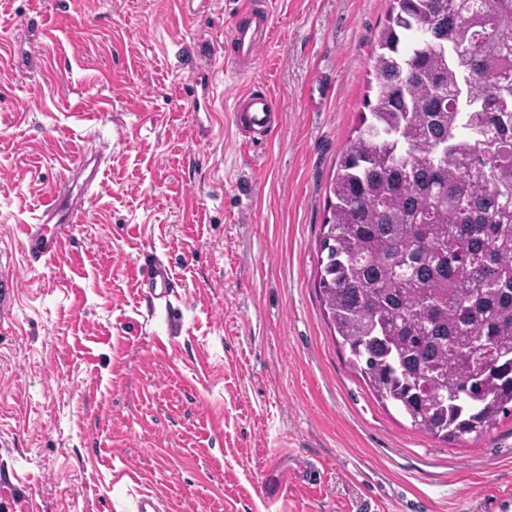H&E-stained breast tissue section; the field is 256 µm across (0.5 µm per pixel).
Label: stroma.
Wrapping results in <instances>:
<instances>
[{"mask_svg":"<svg viewBox=\"0 0 512 512\" xmlns=\"http://www.w3.org/2000/svg\"><path fill=\"white\" fill-rule=\"evenodd\" d=\"M0 0V512H499L512 416L453 444L349 366L318 289L327 190L359 123L389 0H268L253 71L230 0ZM215 64L213 113L183 85ZM281 121L241 143L233 91ZM103 183L46 264L20 227L80 156ZM172 310L140 292L154 261ZM271 23L267 2L261 6L250 0H244L235 21L224 38V46L230 52L224 56L231 62L240 75L254 69L260 51L270 42ZM19 278L1 260L0 262V316H8L18 300Z\"/></svg>","mask_w":512,"mask_h":512,"instance_id":"35a3bbf8","label":"stroma"}]
</instances>
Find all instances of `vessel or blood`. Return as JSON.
Wrapping results in <instances>:
<instances>
[{"label": "vessel or blood", "instance_id": "vessel-or-blood-1", "mask_svg": "<svg viewBox=\"0 0 512 512\" xmlns=\"http://www.w3.org/2000/svg\"><path fill=\"white\" fill-rule=\"evenodd\" d=\"M271 37L270 10L268 5L256 0H243L236 18L224 38L228 48V62L238 74H248L254 69L260 51ZM212 78L208 67L198 68L196 78L189 83V97L194 104L210 108ZM280 110L269 89L256 83L239 90L233 97L231 121L236 132L253 137L268 134L280 123ZM105 148L95 150L93 157L82 158L78 170L82 177L78 191L58 186L46 195L40 205L37 223L21 227L22 246L30 263L40 264L57 259L67 238L75 227L76 217L86 202L101 186L100 173L105 158ZM17 275L6 265L0 264V316L10 314L18 300ZM154 295L163 297L174 286L169 269L160 262L154 263L141 281Z\"/></svg>", "mask_w": 512, "mask_h": 512}]
</instances>
